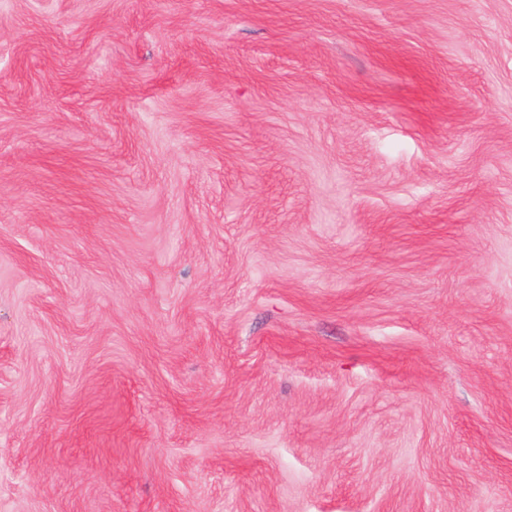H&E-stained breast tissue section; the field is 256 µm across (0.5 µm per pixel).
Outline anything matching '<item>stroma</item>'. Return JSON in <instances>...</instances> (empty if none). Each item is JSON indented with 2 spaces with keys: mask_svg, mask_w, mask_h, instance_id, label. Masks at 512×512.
<instances>
[{
  "mask_svg": "<svg viewBox=\"0 0 512 512\" xmlns=\"http://www.w3.org/2000/svg\"><path fill=\"white\" fill-rule=\"evenodd\" d=\"M0 512H512V0H0Z\"/></svg>",
  "mask_w": 512,
  "mask_h": 512,
  "instance_id": "35a3bbf8",
  "label": "stroma"
}]
</instances>
